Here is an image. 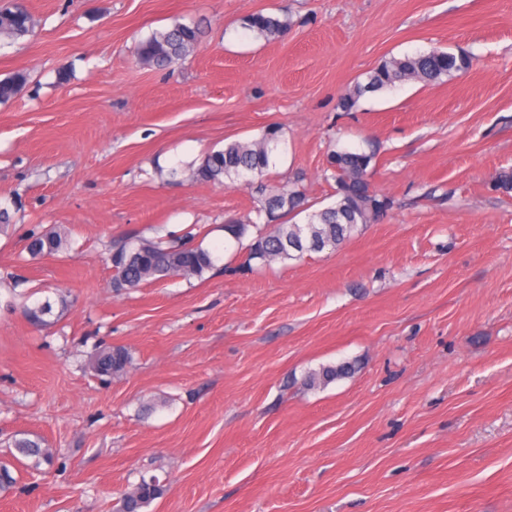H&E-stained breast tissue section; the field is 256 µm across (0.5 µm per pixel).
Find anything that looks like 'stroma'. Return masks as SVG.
Instances as JSON below:
<instances>
[{"mask_svg":"<svg viewBox=\"0 0 512 512\" xmlns=\"http://www.w3.org/2000/svg\"><path fill=\"white\" fill-rule=\"evenodd\" d=\"M32 35L0 38V461L19 433L52 465L15 464L0 512H512V0H28ZM289 20L267 41L243 20ZM206 21L169 71L136 43ZM440 47L471 67L340 100L384 59ZM68 67L67 80L58 70ZM283 128L269 180L334 200L333 149L375 152L391 207L336 252L232 273L224 219H256L246 187L186 169ZM56 227L64 250L24 237ZM195 233L217 270L134 290L109 256L129 234ZM67 306L32 327L22 303ZM131 364L103 382L95 348ZM354 374L307 389L319 366ZM26 250L32 257L57 255L63 246L60 233L53 227L49 229L30 230L26 236ZM162 485L156 478H142L135 487L122 498V512H142V509L162 494Z\"/></svg>","mask_w":512,"mask_h":512,"instance_id":"obj_1","label":"stroma"}]
</instances>
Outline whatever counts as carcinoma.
I'll return each mask as SVG.
<instances>
[{"instance_id": "cac0c4a2", "label": "carcinoma", "mask_w": 512, "mask_h": 512, "mask_svg": "<svg viewBox=\"0 0 512 512\" xmlns=\"http://www.w3.org/2000/svg\"><path fill=\"white\" fill-rule=\"evenodd\" d=\"M32 16L22 0H10L9 6L0 10V37L20 39L32 32ZM244 26L258 37L267 40L285 38L290 23L277 16L255 12L244 19ZM203 31L200 24L176 22L170 27L152 32L135 48L138 62L156 69H167L184 61L201 44ZM471 60L464 54H455L440 47L414 54L392 56L370 71L366 80L358 82L344 95L340 107L348 112L367 93L394 90L408 81L425 84L451 78L469 69ZM26 83L23 73H15L0 80V103L14 98ZM282 127L270 124L257 140H234L219 150L205 153L192 167L190 177L195 182L222 184L245 182L257 185L260 194V211L267 223L246 224L241 219H225L224 236L245 245L246 258L240 268L247 269L253 260L263 264L273 261L297 260L304 254L334 251L355 235L361 227L381 220L390 203L370 188L368 168L374 154L365 151L337 149L330 155L331 178L335 182V201L320 210H311L303 189L290 183L268 186L263 183L273 156L282 142ZM26 250L32 257L57 255L63 246L60 233L53 227L31 230L26 236ZM216 257L196 235L190 233L177 244L131 238L114 247L111 255L112 284L115 288L134 289L145 283L160 281L172 276L198 277L215 267ZM28 322L34 326L48 323L52 313L48 302L22 307ZM131 363V355L123 346H107L98 350L91 361L94 373L103 380L123 375ZM349 364L323 365L309 372L304 386L314 389L350 375ZM15 451L32 458V468L53 460L51 449L26 437L12 442ZM162 494L158 480L141 479L122 498L121 512H142V509Z\"/></svg>"}]
</instances>
